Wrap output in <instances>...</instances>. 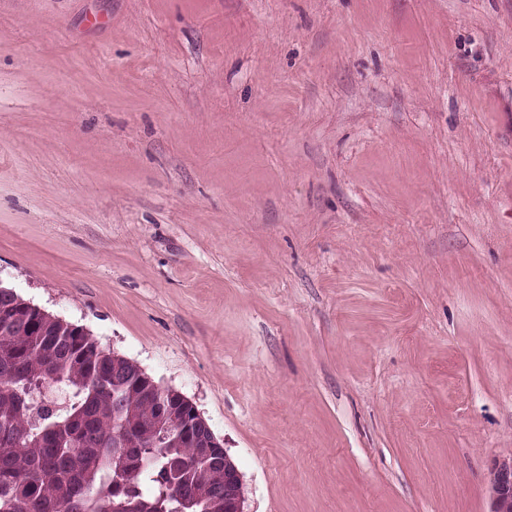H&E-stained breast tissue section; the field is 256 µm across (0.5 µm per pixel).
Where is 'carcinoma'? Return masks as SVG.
I'll return each instance as SVG.
<instances>
[{
    "label": "carcinoma",
    "instance_id": "obj_1",
    "mask_svg": "<svg viewBox=\"0 0 512 512\" xmlns=\"http://www.w3.org/2000/svg\"><path fill=\"white\" fill-rule=\"evenodd\" d=\"M142 380L0 288V512H224V449L202 457Z\"/></svg>",
    "mask_w": 512,
    "mask_h": 512
}]
</instances>
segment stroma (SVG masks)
<instances>
[{
    "mask_svg": "<svg viewBox=\"0 0 512 512\" xmlns=\"http://www.w3.org/2000/svg\"><path fill=\"white\" fill-rule=\"evenodd\" d=\"M0 285L192 400L245 512H489L512 0H0Z\"/></svg>",
    "mask_w": 512,
    "mask_h": 512,
    "instance_id": "obj_1",
    "label": "stroma"
}]
</instances>
